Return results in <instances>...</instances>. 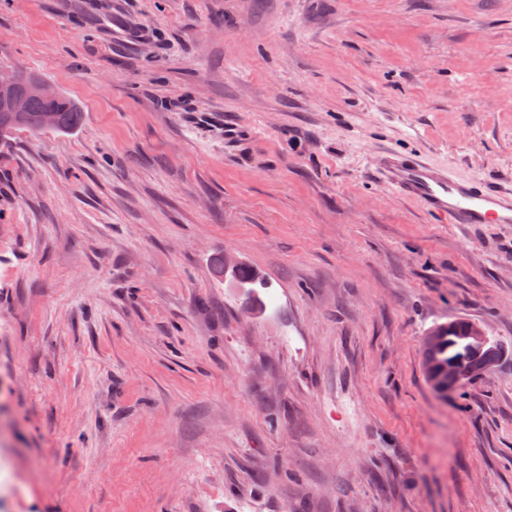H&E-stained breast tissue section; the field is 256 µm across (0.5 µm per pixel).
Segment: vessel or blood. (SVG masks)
I'll list each match as a JSON object with an SVG mask.
<instances>
[{"mask_svg": "<svg viewBox=\"0 0 512 512\" xmlns=\"http://www.w3.org/2000/svg\"><path fill=\"white\" fill-rule=\"evenodd\" d=\"M373 168L397 194L439 220L512 224V187L455 174L419 154L382 151Z\"/></svg>", "mask_w": 512, "mask_h": 512, "instance_id": "b4317fda", "label": "vessel or blood"}]
</instances>
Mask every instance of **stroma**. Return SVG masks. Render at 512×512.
Listing matches in <instances>:
<instances>
[{
	"label": "stroma",
	"mask_w": 512,
	"mask_h": 512,
	"mask_svg": "<svg viewBox=\"0 0 512 512\" xmlns=\"http://www.w3.org/2000/svg\"><path fill=\"white\" fill-rule=\"evenodd\" d=\"M16 66L83 120L0 147V512H512V359L421 346L512 347V224L370 171L512 185V0H0ZM373 168L397 194L448 224H512V187L455 174L422 154L382 151ZM238 266V261L234 256L228 255L225 257L224 262V255H221L218 257L212 264V270L215 276L216 272L221 271V269L224 267V270L221 274L222 277H224V274L228 273L229 270H231L232 273L235 272L236 268ZM235 277L237 282L242 286L246 285H253V282L258 278V274L251 269L250 267L243 265L241 267H238L235 272ZM475 328L481 325L465 317H454L444 323H434L424 331L422 336L423 367L425 377L433 391L448 397V390L456 389L465 382L478 379L485 373L488 366L497 367L505 354L499 340L490 337V342L482 350H478L471 336ZM483 329V328H482ZM474 339L483 344L486 336L482 330L474 333ZM426 369L433 376L431 381ZM448 369L453 376H448Z\"/></svg>",
	"instance_id": "stroma-1"
}]
</instances>
